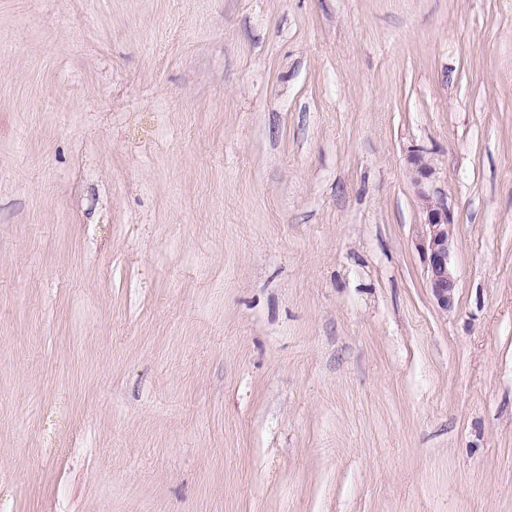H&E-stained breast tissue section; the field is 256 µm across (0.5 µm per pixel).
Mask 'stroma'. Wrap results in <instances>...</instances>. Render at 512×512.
I'll list each match as a JSON object with an SVG mask.
<instances>
[{
  "mask_svg": "<svg viewBox=\"0 0 512 512\" xmlns=\"http://www.w3.org/2000/svg\"><path fill=\"white\" fill-rule=\"evenodd\" d=\"M0 512H512V0H0ZM425 220L417 224L416 249L424 264L425 281L437 306L448 311L455 305L458 279L451 263L452 222L448 206L433 194L420 191Z\"/></svg>",
  "mask_w": 512,
  "mask_h": 512,
  "instance_id": "1",
  "label": "stroma"
}]
</instances>
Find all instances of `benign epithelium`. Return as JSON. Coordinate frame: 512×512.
I'll list each match as a JSON object with an SVG mask.
<instances>
[{"label": "benign epithelium", "instance_id": "benign-epithelium-1", "mask_svg": "<svg viewBox=\"0 0 512 512\" xmlns=\"http://www.w3.org/2000/svg\"><path fill=\"white\" fill-rule=\"evenodd\" d=\"M413 181L420 186L432 175V169L423 157H409ZM423 223L417 225L416 249L424 264L425 281L437 306L446 311L455 305L458 279L451 263L452 222L448 206L433 194L420 191Z\"/></svg>", "mask_w": 512, "mask_h": 512}]
</instances>
